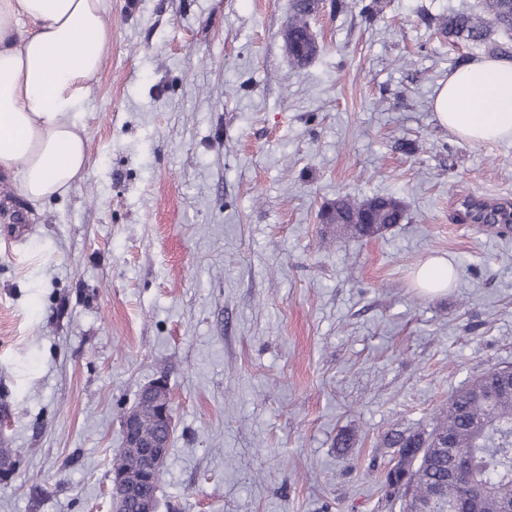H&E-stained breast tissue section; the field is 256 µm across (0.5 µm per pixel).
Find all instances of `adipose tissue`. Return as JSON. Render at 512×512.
Instances as JSON below:
<instances>
[{
    "mask_svg": "<svg viewBox=\"0 0 512 512\" xmlns=\"http://www.w3.org/2000/svg\"><path fill=\"white\" fill-rule=\"evenodd\" d=\"M112 46L104 0H0V176L32 206L85 177L78 114ZM438 122L471 142L512 140V61L478 58L433 97Z\"/></svg>",
    "mask_w": 512,
    "mask_h": 512,
    "instance_id": "ef3b65f1",
    "label": "adipose tissue"
}]
</instances>
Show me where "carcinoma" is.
Segmentation results:
<instances>
[{
    "label": "carcinoma",
    "instance_id": "obj_1",
    "mask_svg": "<svg viewBox=\"0 0 512 512\" xmlns=\"http://www.w3.org/2000/svg\"><path fill=\"white\" fill-rule=\"evenodd\" d=\"M317 0H295L293 14L281 32L285 51L302 66L309 59L299 47L315 42L309 20ZM512 31V0H482L480 12L448 19V34L471 42H485L491 29ZM376 224L361 223L370 199L339 196L332 207L341 233L376 237L404 212L393 196H380ZM481 223L491 232L512 224V212L493 208ZM385 444L396 449V463L387 471L383 487L389 498L401 501V512L416 505L444 509L462 496L474 512H512V366H494L468 381L448 398V406L434 418L430 429L395 430ZM469 452L470 468L461 478L448 480V457L453 449Z\"/></svg>",
    "mask_w": 512,
    "mask_h": 512
}]
</instances>
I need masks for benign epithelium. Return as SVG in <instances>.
<instances>
[{"mask_svg": "<svg viewBox=\"0 0 512 512\" xmlns=\"http://www.w3.org/2000/svg\"><path fill=\"white\" fill-rule=\"evenodd\" d=\"M168 388L167 380L157 378L146 385L138 396L140 405H135L127 410L121 420V430L125 434L126 443L124 449L128 452L144 457L150 464L147 475L127 472L125 470L112 472L111 500L112 512H131V508L138 507L139 499L137 490L145 480L154 481L161 474L165 463L166 436L173 431V412L167 406L157 408L156 414L159 420L161 433L156 437H146L138 432L141 422L140 410L142 405H154L159 395ZM468 470V453L465 450L455 453L449 464V477L457 479Z\"/></svg>", "mask_w": 512, "mask_h": 512, "instance_id": "benign-epithelium-1", "label": "benign epithelium"}]
</instances>
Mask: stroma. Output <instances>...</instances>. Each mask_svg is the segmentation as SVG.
I'll list each match as a JSON object with an SVG mask.
<instances>
[{
  "label": "stroma",
  "instance_id": "1",
  "mask_svg": "<svg viewBox=\"0 0 512 512\" xmlns=\"http://www.w3.org/2000/svg\"><path fill=\"white\" fill-rule=\"evenodd\" d=\"M480 3L323 0L298 67L293 0H104L87 177L37 212L0 181V512H111L118 414L159 377L160 512H399L386 432L512 365V228L459 219L512 209V141L432 107L489 43L512 61V33L448 37ZM346 194L405 218L336 236L318 213ZM433 256L458 272L437 297L413 283Z\"/></svg>",
  "mask_w": 512,
  "mask_h": 512
}]
</instances>
